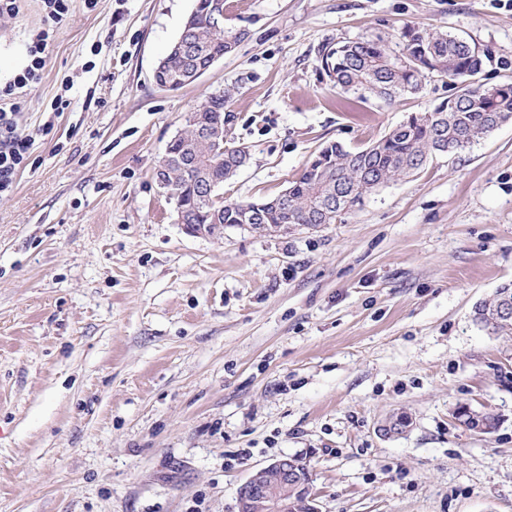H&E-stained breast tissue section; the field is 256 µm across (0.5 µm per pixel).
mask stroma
Returning <instances> with one entry per match:
<instances>
[{"label": "stroma", "mask_w": 512, "mask_h": 512, "mask_svg": "<svg viewBox=\"0 0 512 512\" xmlns=\"http://www.w3.org/2000/svg\"><path fill=\"white\" fill-rule=\"evenodd\" d=\"M194 4L71 0L23 95L32 157L0 196V512H237L283 455L321 512H512V336L472 321L512 282V122L280 234L187 235L154 178L215 94L249 151L228 203L448 97L438 78L390 104L333 88L321 53L342 40L447 31L508 61L487 85L512 82V0H224L243 39L160 87ZM42 25L37 0L0 19V82ZM462 405L498 430H466ZM394 413L410 427L381 435Z\"/></svg>", "instance_id": "stroma-1"}]
</instances>
